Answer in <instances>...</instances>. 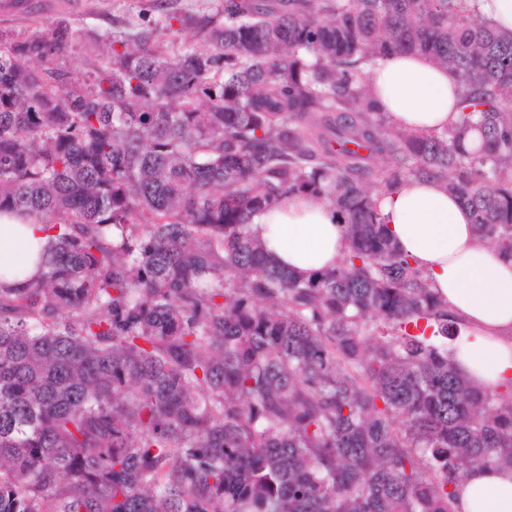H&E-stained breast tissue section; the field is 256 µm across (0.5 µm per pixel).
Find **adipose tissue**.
<instances>
[{"label":"adipose tissue","mask_w":512,"mask_h":512,"mask_svg":"<svg viewBox=\"0 0 512 512\" xmlns=\"http://www.w3.org/2000/svg\"><path fill=\"white\" fill-rule=\"evenodd\" d=\"M388 121L441 129L455 116L459 79L418 55H391L369 70ZM386 231L459 316L466 332L455 359L470 380L494 389L512 382V259L479 245L472 215L442 183L409 180L378 199ZM252 233L273 265L310 277L335 266L348 248L343 223L318 197L286 196L255 218ZM48 242L30 218L0 217V280L25 287L42 274ZM455 512H512V469L471 470L457 487Z\"/></svg>","instance_id":"ef3b65f1"}]
</instances>
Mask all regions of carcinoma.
<instances>
[{
  "instance_id": "1",
  "label": "carcinoma",
  "mask_w": 512,
  "mask_h": 512,
  "mask_svg": "<svg viewBox=\"0 0 512 512\" xmlns=\"http://www.w3.org/2000/svg\"><path fill=\"white\" fill-rule=\"evenodd\" d=\"M155 9L81 74L67 17L0 32V216L51 232L0 283V512H454L512 468V386L449 360L463 322L366 184L441 181L512 258V32L475 0ZM397 53L459 78L446 129L386 120L367 68ZM287 194L344 220L315 278L251 233Z\"/></svg>"
}]
</instances>
